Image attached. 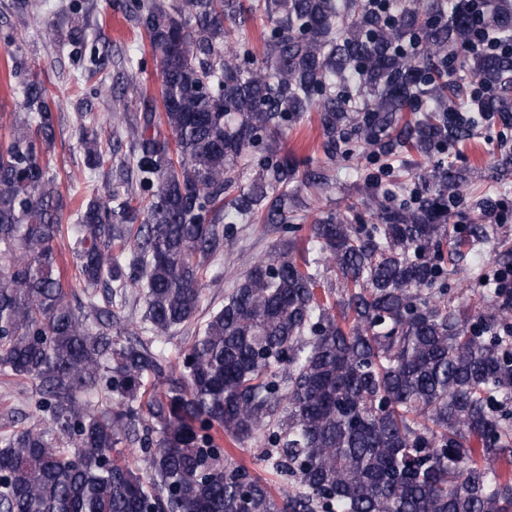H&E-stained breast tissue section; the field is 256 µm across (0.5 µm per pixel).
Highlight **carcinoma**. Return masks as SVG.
<instances>
[{
  "label": "carcinoma",
  "instance_id": "carcinoma-1",
  "mask_svg": "<svg viewBox=\"0 0 512 512\" xmlns=\"http://www.w3.org/2000/svg\"><path fill=\"white\" fill-rule=\"evenodd\" d=\"M269 24L255 49L240 0H126L159 57L160 111L117 115L113 140L75 122L88 168L135 145L105 200L61 224L57 100L36 78L0 139V372L29 379L33 422L0 433V512H512V288H489L476 321L448 298V266L485 243L454 235L461 177L440 159L406 167L411 201L379 203L375 223L310 227L253 262L171 356L152 344L195 322L224 240V210L276 224L283 192L328 178L270 153L258 182L229 196L237 165L284 127L318 114L336 159L347 131L412 164L471 135L448 113L512 121V54H466L482 23L512 41V0H255ZM84 19L70 18L82 48ZM465 80L490 86L467 99ZM80 246L67 299L56 242ZM336 272L324 284L321 267ZM336 289L332 303L321 288ZM143 301L141 332L112 334L114 298ZM267 433L261 460L293 479L278 498L224 451ZM140 448L132 465L120 448Z\"/></svg>",
  "mask_w": 512,
  "mask_h": 512
}]
</instances>
